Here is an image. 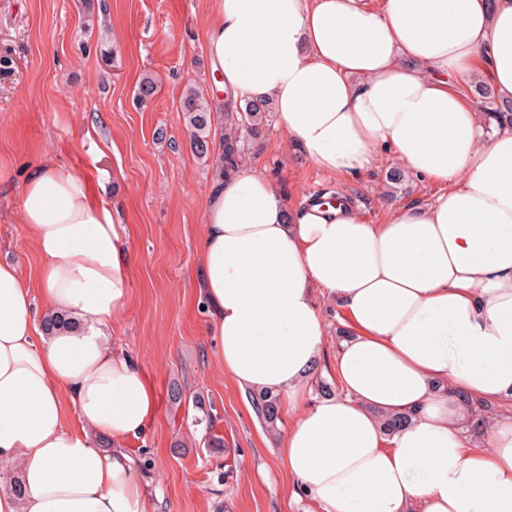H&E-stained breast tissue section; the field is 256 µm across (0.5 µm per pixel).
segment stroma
I'll return each mask as SVG.
<instances>
[{
	"instance_id": "1",
	"label": "stroma",
	"mask_w": 512,
	"mask_h": 512,
	"mask_svg": "<svg viewBox=\"0 0 512 512\" xmlns=\"http://www.w3.org/2000/svg\"><path fill=\"white\" fill-rule=\"evenodd\" d=\"M214 0H0V261L35 279L39 255L18 217L27 170L49 158L87 169L92 188L127 216L133 301L114 323L113 350L135 358L156 392L154 420L127 442L152 512H317L295 495L250 395L224 371L207 329L199 238L215 185L212 145L189 146L179 100L187 87L213 84L205 30ZM152 75L157 90L135 94ZM244 157L274 182L288 205L314 190L348 199L370 224L389 205L384 151L367 171L331 178L293 147L275 111L244 135ZM328 336L316 381L336 383L342 311L320 300ZM182 387V402L169 398ZM223 438L209 447V436Z\"/></svg>"
}]
</instances>
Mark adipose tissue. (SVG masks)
I'll return each mask as SVG.
<instances>
[{
    "label": "adipose tissue",
    "mask_w": 512,
    "mask_h": 512,
    "mask_svg": "<svg viewBox=\"0 0 512 512\" xmlns=\"http://www.w3.org/2000/svg\"><path fill=\"white\" fill-rule=\"evenodd\" d=\"M207 46L212 100H272L322 172L370 169L381 147L439 186L378 224L343 199L286 207L245 165L207 201L216 354L241 389L281 396L293 484L320 512H512V420L478 441L459 428L461 395L512 399V126L475 112L460 80L512 99V0H216ZM19 212L40 267L33 288L0 263V512H149L124 444L156 398L109 343L132 300L124 217L85 169L49 159L27 172ZM321 296L349 330L345 394L308 405ZM39 304L77 329L46 332ZM383 413L410 420L389 437ZM13 467L19 495L1 477Z\"/></svg>",
    "instance_id": "obj_1"
}]
</instances>
